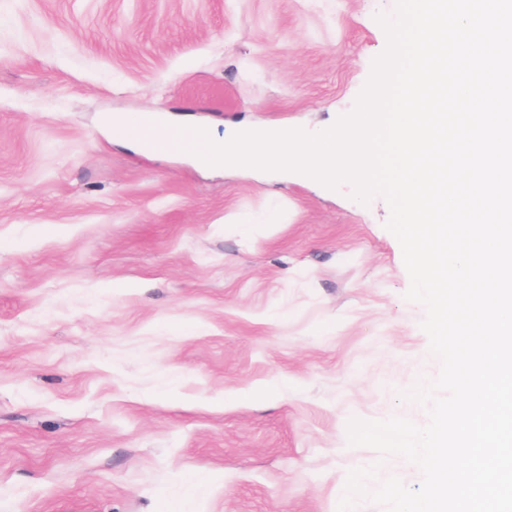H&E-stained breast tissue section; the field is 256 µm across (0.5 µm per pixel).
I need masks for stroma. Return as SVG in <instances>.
<instances>
[{
  "label": "stroma",
  "mask_w": 512,
  "mask_h": 512,
  "mask_svg": "<svg viewBox=\"0 0 512 512\" xmlns=\"http://www.w3.org/2000/svg\"><path fill=\"white\" fill-rule=\"evenodd\" d=\"M397 0H0V512H386L348 441L437 377L381 196L135 153L335 124Z\"/></svg>",
  "instance_id": "obj_1"
}]
</instances>
